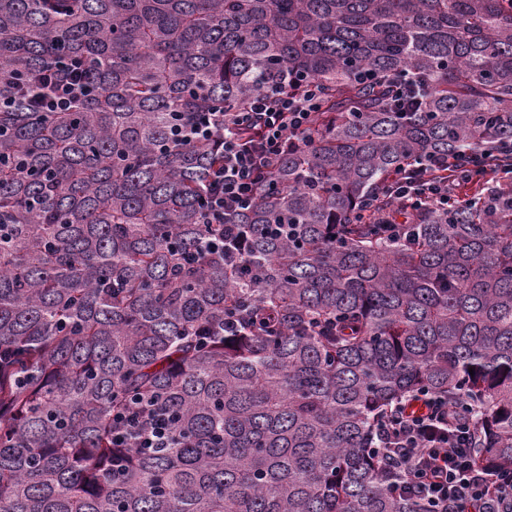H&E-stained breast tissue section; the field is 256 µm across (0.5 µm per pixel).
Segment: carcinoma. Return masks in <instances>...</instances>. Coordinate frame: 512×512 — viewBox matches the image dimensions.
I'll use <instances>...</instances> for the list:
<instances>
[{
	"instance_id": "obj_1",
	"label": "carcinoma",
	"mask_w": 512,
	"mask_h": 512,
	"mask_svg": "<svg viewBox=\"0 0 512 512\" xmlns=\"http://www.w3.org/2000/svg\"><path fill=\"white\" fill-rule=\"evenodd\" d=\"M70 56L95 93L37 111ZM287 78L322 91L308 146L205 223L224 134L182 131ZM0 99V512H426L375 451L420 389L512 473V187L406 239L366 217L408 163L512 144V0H0ZM246 237V233L242 230L241 225L237 224H226L224 226V238H216L213 241V249L215 253H219L224 250V263L235 266L242 259L243 253V239Z\"/></svg>"
}]
</instances>
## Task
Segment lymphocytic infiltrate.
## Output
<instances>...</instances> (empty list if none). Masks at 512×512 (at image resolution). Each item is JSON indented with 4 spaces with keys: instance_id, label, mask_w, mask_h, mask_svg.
Instances as JSON below:
<instances>
[{
    "instance_id": "obj_1",
    "label": "lymphocytic infiltrate",
    "mask_w": 512,
    "mask_h": 512,
    "mask_svg": "<svg viewBox=\"0 0 512 512\" xmlns=\"http://www.w3.org/2000/svg\"><path fill=\"white\" fill-rule=\"evenodd\" d=\"M27 88L39 111L59 112L92 96L95 84L85 61L77 57L36 76ZM320 108L314 85L296 81L256 96L245 111L208 113L190 130L194 139L224 135V162L208 173L205 214L207 223L224 227L223 237L213 245L228 264L240 262L246 233L240 225L225 223V216L251 209L275 162L288 149L305 144ZM453 168L512 178V153L479 149L459 159L430 155L410 163L393 178L390 193L398 205L381 218L383 232L397 235L402 218L421 204L437 209L452 199L465 204V197H452L448 189L446 173ZM377 436L383 455L399 461L397 490L420 491L428 512H500L502 501L512 500V480L493 478L473 466L469 430L444 397L424 393L401 403Z\"/></svg>"
}]
</instances>
